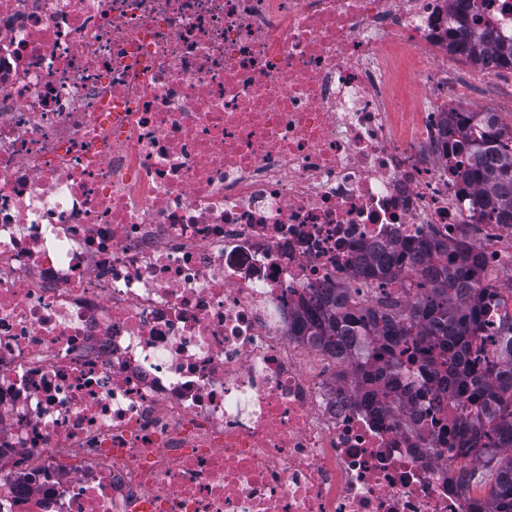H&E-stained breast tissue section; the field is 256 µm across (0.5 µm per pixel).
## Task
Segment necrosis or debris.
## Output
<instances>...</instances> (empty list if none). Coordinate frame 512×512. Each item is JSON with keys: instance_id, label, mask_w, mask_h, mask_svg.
I'll return each instance as SVG.
<instances>
[{"instance_id": "necrosis-or-debris-1", "label": "necrosis or debris", "mask_w": 512, "mask_h": 512, "mask_svg": "<svg viewBox=\"0 0 512 512\" xmlns=\"http://www.w3.org/2000/svg\"><path fill=\"white\" fill-rule=\"evenodd\" d=\"M455 0H0V512H487V419L400 337L364 401L288 334L367 251L512 226L445 145ZM423 59L397 90L396 50Z\"/></svg>"}]
</instances>
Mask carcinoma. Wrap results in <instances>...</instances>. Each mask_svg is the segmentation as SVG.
Segmentation results:
<instances>
[{"label": "carcinoma", "mask_w": 512, "mask_h": 512, "mask_svg": "<svg viewBox=\"0 0 512 512\" xmlns=\"http://www.w3.org/2000/svg\"><path fill=\"white\" fill-rule=\"evenodd\" d=\"M453 27L455 51L475 57L490 44L499 67L512 70V39L489 42L488 34L471 30L467 11L453 14ZM458 126L463 138L460 150L468 159L463 181L476 189L475 210L493 215L497 224L512 225V129L500 124L493 112H470ZM475 258V253L464 250L454 262L438 267L430 265V255L420 254L417 262L425 266L415 281L420 294L406 305L386 296L371 306L350 310L345 289L329 288L294 311L289 335L309 336L334 349L365 397L375 383L390 386L383 370L370 359L371 345L383 341L392 346L399 336L425 339L439 350L448 376L470 385V393L482 399L491 423L485 432L488 447L512 449V317H504L499 327V337L505 340L501 363L475 369L465 362L469 346L486 332L487 311L507 307L498 289L473 287ZM400 264L402 257L394 253L371 252L360 274L387 281ZM489 475L503 512H512V455L496 459Z\"/></svg>", "instance_id": "cac0c4a2"}]
</instances>
